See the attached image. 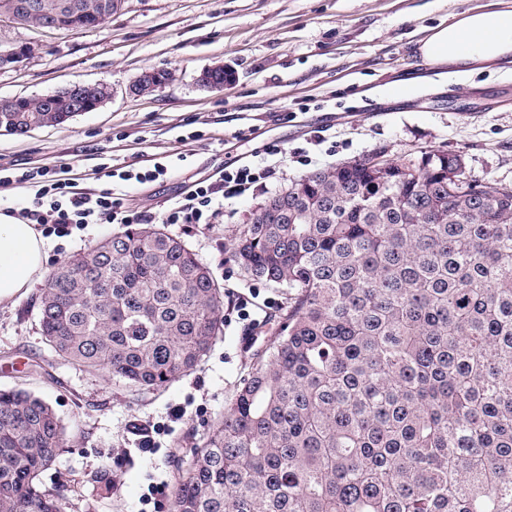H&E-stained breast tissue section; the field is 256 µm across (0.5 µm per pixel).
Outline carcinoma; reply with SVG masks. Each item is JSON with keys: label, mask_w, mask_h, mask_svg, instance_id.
Returning a JSON list of instances; mask_svg holds the SVG:
<instances>
[{"label": "carcinoma", "mask_w": 512, "mask_h": 512, "mask_svg": "<svg viewBox=\"0 0 512 512\" xmlns=\"http://www.w3.org/2000/svg\"><path fill=\"white\" fill-rule=\"evenodd\" d=\"M76 2L95 29L124 0ZM65 108L0 102V131ZM224 261L288 297L172 512H512V184L367 155L270 197ZM223 310L184 240L129 224L49 275L39 324L56 359L148 393L198 369ZM65 444L44 399L0 389V512H68L39 480Z\"/></svg>", "instance_id": "1"}]
</instances>
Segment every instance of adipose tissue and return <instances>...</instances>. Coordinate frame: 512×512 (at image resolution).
Segmentation results:
<instances>
[{
  "label": "adipose tissue",
  "mask_w": 512,
  "mask_h": 512,
  "mask_svg": "<svg viewBox=\"0 0 512 512\" xmlns=\"http://www.w3.org/2000/svg\"><path fill=\"white\" fill-rule=\"evenodd\" d=\"M423 60L469 73L480 64L512 58V6L465 10L419 41ZM48 243L34 225L0 214V301L30 288L48 257Z\"/></svg>",
  "instance_id": "ef3b65f1"
}]
</instances>
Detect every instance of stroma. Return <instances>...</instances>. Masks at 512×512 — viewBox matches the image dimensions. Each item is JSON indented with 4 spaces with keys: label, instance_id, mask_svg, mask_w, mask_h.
<instances>
[{
    "label": "stroma",
    "instance_id": "35a3bbf8",
    "mask_svg": "<svg viewBox=\"0 0 512 512\" xmlns=\"http://www.w3.org/2000/svg\"><path fill=\"white\" fill-rule=\"evenodd\" d=\"M492 0H125L95 30L74 33L0 19V44H27L18 67L0 72V102L38 98L74 82H105L109 99L60 126L24 135L0 132V169L71 165L84 192L109 187L102 166L168 167L156 181L125 185L130 208L160 217L201 180L218 181L232 159L277 148L266 190L224 202L220 224H173L224 286V335L199 369L154 393L138 394L105 370L53 360L41 336L36 279L0 301V388H26L48 401L68 445L41 476L46 489L68 485L69 512H171L178 465L224 414L247 372L252 344L276 329L286 289L227 263L235 233L271 194L313 171L376 154L400 162L422 152L461 155L477 180L512 183V62L467 75L425 63L417 44L432 28ZM234 79L223 90L200 86L206 67ZM171 77L143 96L130 86L146 70ZM289 120H282V113ZM324 141L314 144L315 130ZM91 224L50 237L45 265L119 232ZM264 318L255 343L247 317ZM147 429L151 451L140 446ZM106 471L109 486L92 476Z\"/></svg>",
    "mask_w": 512,
    "mask_h": 512
}]
</instances>
